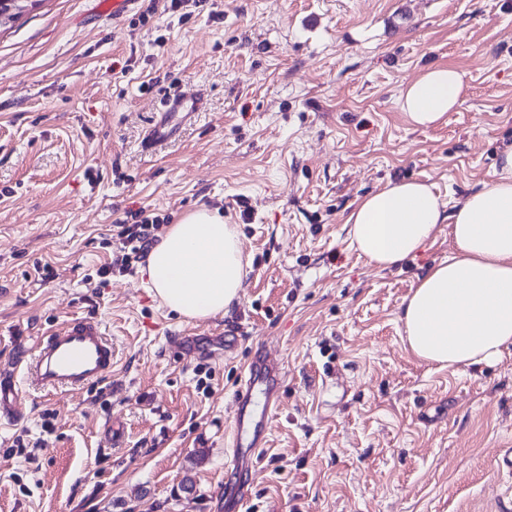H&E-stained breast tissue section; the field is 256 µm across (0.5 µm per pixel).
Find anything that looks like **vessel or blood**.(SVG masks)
<instances>
[{
	"label": "vessel or blood",
	"mask_w": 512,
	"mask_h": 512,
	"mask_svg": "<svg viewBox=\"0 0 512 512\" xmlns=\"http://www.w3.org/2000/svg\"><path fill=\"white\" fill-rule=\"evenodd\" d=\"M201 94L178 92L163 101L159 119L149 130L146 150L175 141L185 124L200 109ZM112 340L101 322L84 317L68 319L50 331L30 355L13 358L0 369V418L10 420L21 388L18 376H26L38 391L80 393L112 373ZM284 383L281 367L268 352L257 350L234 395L236 413L227 464L233 468L254 467L267 443L268 424L279 405ZM262 404H255L256 395Z\"/></svg>",
	"instance_id": "1"
}]
</instances>
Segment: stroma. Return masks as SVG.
Masks as SVG:
<instances>
[{
	"label": "stroma",
	"mask_w": 512,
	"mask_h": 512,
	"mask_svg": "<svg viewBox=\"0 0 512 512\" xmlns=\"http://www.w3.org/2000/svg\"><path fill=\"white\" fill-rule=\"evenodd\" d=\"M145 7L41 0L0 28V365L72 316L115 350L91 390L26 391L0 420V512H225L234 393L260 346L285 384L245 512H512V346L448 369L404 341L403 300L454 251L447 225L390 269L346 226L391 181L433 185L450 211L492 181L512 144V0H213L144 27ZM433 66L463 74V101L415 128L400 91ZM200 88L146 155L162 99ZM139 207L237 225L239 303L180 317L140 263L99 286L113 224ZM110 420L124 434L106 445Z\"/></svg>",
	"instance_id": "stroma-1"
}]
</instances>
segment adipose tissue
Segmentation results:
<instances>
[{
    "mask_svg": "<svg viewBox=\"0 0 512 512\" xmlns=\"http://www.w3.org/2000/svg\"><path fill=\"white\" fill-rule=\"evenodd\" d=\"M463 87L458 70L432 67L403 87L400 108L411 125L431 126L461 104ZM494 175L452 211L427 183L390 182L346 220L352 245L381 268L402 265L448 225L453 254L419 277L400 309L410 350L442 367L491 363L512 345V146ZM247 266L236 225L202 208L151 248L147 286L179 316L209 318L239 302Z\"/></svg>",
    "mask_w": 512,
    "mask_h": 512,
    "instance_id": "obj_1",
    "label": "adipose tissue"
}]
</instances>
